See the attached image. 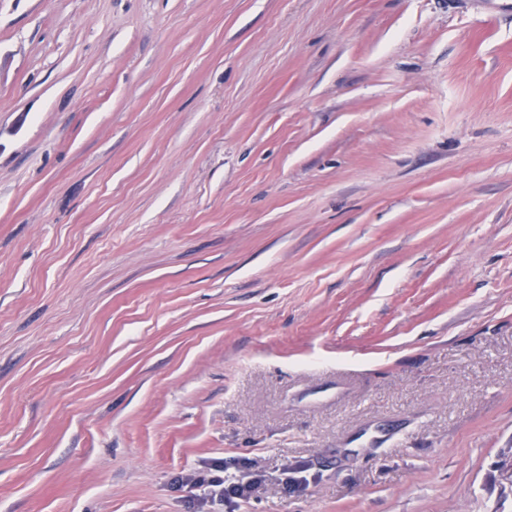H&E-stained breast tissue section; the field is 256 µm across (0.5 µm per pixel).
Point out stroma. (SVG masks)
Instances as JSON below:
<instances>
[{
	"label": "stroma",
	"mask_w": 512,
	"mask_h": 512,
	"mask_svg": "<svg viewBox=\"0 0 512 512\" xmlns=\"http://www.w3.org/2000/svg\"><path fill=\"white\" fill-rule=\"evenodd\" d=\"M499 2L0 0V512H512ZM228 471L223 466L224 478L216 476L209 479L197 473L189 480L193 485L204 488L213 505H224L225 500H247L260 491L264 482L263 476L253 473L250 479L244 481V478Z\"/></svg>",
	"instance_id": "35a3bbf8"
}]
</instances>
